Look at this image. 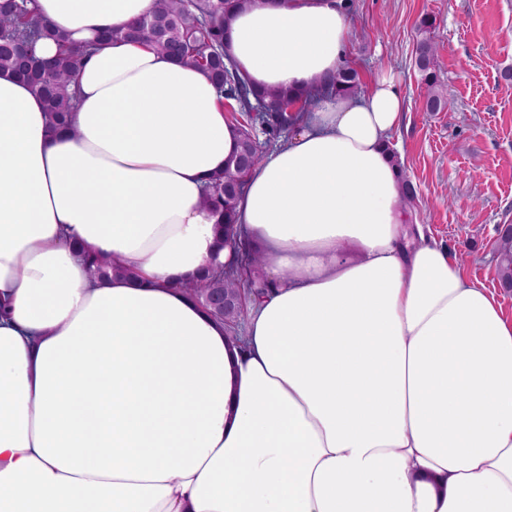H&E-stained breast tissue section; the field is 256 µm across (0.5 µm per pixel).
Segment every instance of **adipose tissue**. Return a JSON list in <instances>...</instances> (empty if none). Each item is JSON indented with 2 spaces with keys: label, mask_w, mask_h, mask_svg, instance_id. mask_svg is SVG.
Wrapping results in <instances>:
<instances>
[{
  "label": "adipose tissue",
  "mask_w": 512,
  "mask_h": 512,
  "mask_svg": "<svg viewBox=\"0 0 512 512\" xmlns=\"http://www.w3.org/2000/svg\"><path fill=\"white\" fill-rule=\"evenodd\" d=\"M155 5L35 15L96 42ZM350 7L252 0L225 54L255 88L321 95ZM76 86L54 132L0 73V512H512V316L409 219L395 75L321 95L246 176L238 236L275 285L234 345L182 288L231 256L202 205L238 137L217 89L131 40ZM85 251L125 274L91 279Z\"/></svg>",
  "instance_id": "adipose-tissue-1"
}]
</instances>
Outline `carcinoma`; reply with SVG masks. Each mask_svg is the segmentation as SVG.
Instances as JSON below:
<instances>
[{
	"label": "carcinoma",
	"instance_id": "cac0c4a2",
	"mask_svg": "<svg viewBox=\"0 0 512 512\" xmlns=\"http://www.w3.org/2000/svg\"><path fill=\"white\" fill-rule=\"evenodd\" d=\"M34 0H0V73H11L25 80L43 102L45 110L54 121L66 124L74 112L75 102L70 91L71 83L91 51L85 45L73 43L61 32L44 29L33 19ZM251 0H158L157 7L126 29H106L98 40L114 39L142 41L177 61L190 62L208 74L223 105L230 112H242L246 124L239 126L240 139L236 150L224 167V172L212 177L209 193L203 205L221 217L224 244L233 255L239 254L235 244L236 231L232 217L237 197L243 189L245 177L262 159V143L253 133L258 123L271 137L293 126L301 113L318 106L316 96L304 99L295 108L299 98L286 91H258L250 86L224 54V18L233 9L244 7ZM42 37L54 40L59 46L56 56L49 62H36L24 52V47ZM436 49L429 38L418 42L416 66L427 87L426 110L442 112L447 103L438 88L433 71ZM357 88L356 73L342 68L332 81V89L351 93ZM497 276L499 282L512 284V234L498 237ZM260 257L249 251L239 261L221 264L190 287L200 303H205L209 292H222L226 288L253 289V298L266 294L271 285L259 276L243 280V274L254 269ZM87 270L92 277L109 278L122 270L119 262L110 257L88 254Z\"/></svg>",
	"mask_w": 512,
	"mask_h": 512
}]
</instances>
